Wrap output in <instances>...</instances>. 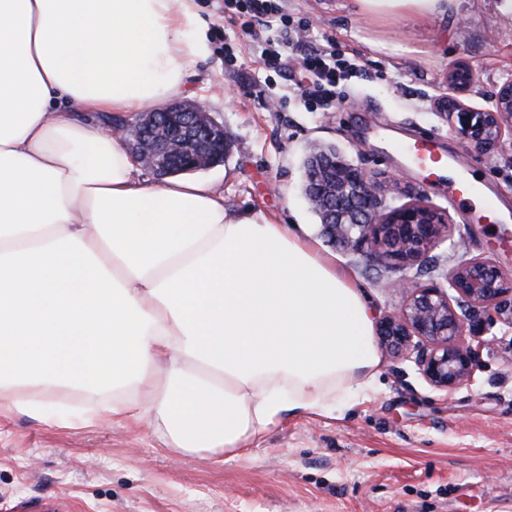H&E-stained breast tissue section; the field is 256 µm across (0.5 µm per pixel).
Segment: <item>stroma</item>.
<instances>
[{
	"instance_id": "35a3bbf8",
	"label": "stroma",
	"mask_w": 512,
	"mask_h": 512,
	"mask_svg": "<svg viewBox=\"0 0 512 512\" xmlns=\"http://www.w3.org/2000/svg\"><path fill=\"white\" fill-rule=\"evenodd\" d=\"M207 55L186 79V100L204 102L231 149L202 179L227 207L279 224H304L363 288L376 318L398 313L401 280L448 288L460 262L490 258L512 274V137L492 152L464 143L441 116L448 72L466 63L474 83L464 103L493 106L512 80V0H453L436 18L363 13L357 0H282L291 26L336 38L357 67L343 105L303 104L293 85L305 45L287 48V69H264L242 27L252 18L228 0H195ZM435 134L458 177L492 194L471 215L428 192L392 143ZM333 146L378 177L388 203L422 197L446 211L448 235L434 266L401 269L366 261L327 242L303 193V161ZM462 342L477 353L472 379L452 391L431 386L414 357L381 352L370 386L333 410L287 416L238 458L164 446L156 426L105 423L50 427L0 415V512H512V318L461 307Z\"/></svg>"
}]
</instances>
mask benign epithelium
Returning <instances> with one entry per match:
<instances>
[{"label": "benign epithelium", "instance_id": "benign-epithelium-1", "mask_svg": "<svg viewBox=\"0 0 512 512\" xmlns=\"http://www.w3.org/2000/svg\"><path fill=\"white\" fill-rule=\"evenodd\" d=\"M472 81L470 68L456 64L448 74L453 94L442 101L441 109L461 138L483 152L499 143L505 126L512 127V82L500 87L493 108L473 111L455 97L467 91ZM163 112L167 113L164 122L155 110L140 115L134 132L138 146L132 149L138 164L163 178L174 170L201 171L224 162V126L208 117L204 105L174 102L164 106ZM311 160L315 178L334 172L354 188L353 223L360 226V234H348L340 223L330 225L328 231L333 240L368 259L393 268L420 265L448 228L446 216L420 199L387 205L367 170L336 153L315 150ZM449 284L463 303L486 312L512 313V279L489 259L465 261L452 272ZM394 287L407 295V303L399 314L380 321L377 334L381 346L395 354H409L417 336L427 347L417 352L415 361L430 385L450 391L470 380L475 353L460 342L463 320L449 295L434 285L397 282Z\"/></svg>", "mask_w": 512, "mask_h": 512}]
</instances>
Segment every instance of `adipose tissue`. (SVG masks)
Masks as SVG:
<instances>
[{"mask_svg":"<svg viewBox=\"0 0 512 512\" xmlns=\"http://www.w3.org/2000/svg\"><path fill=\"white\" fill-rule=\"evenodd\" d=\"M194 0H0V413L67 426L25 380L100 394L86 423L239 456L380 364L367 298L302 224L213 185L148 184L98 115L182 95L207 46ZM452 0H358L415 18Z\"/></svg>","mask_w":512,"mask_h":512,"instance_id":"ef3b65f1","label":"adipose tissue"}]
</instances>
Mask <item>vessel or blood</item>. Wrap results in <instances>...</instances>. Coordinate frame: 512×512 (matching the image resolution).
<instances>
[{
  "mask_svg": "<svg viewBox=\"0 0 512 512\" xmlns=\"http://www.w3.org/2000/svg\"><path fill=\"white\" fill-rule=\"evenodd\" d=\"M433 143V137L427 135L411 144H399L396 150L399 154L409 156L423 175L426 187H447L449 204L457 208H468L471 196L479 192L478 187L465 181L449 180L447 166L441 156L435 153Z\"/></svg>",
  "mask_w": 512,
  "mask_h": 512,
  "instance_id": "obj_1",
  "label": "vessel or blood"
}]
</instances>
